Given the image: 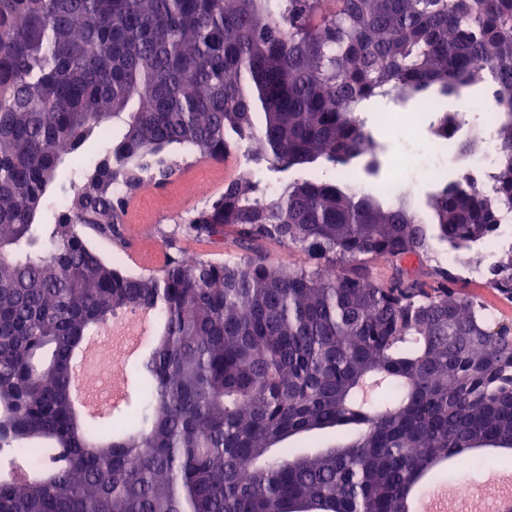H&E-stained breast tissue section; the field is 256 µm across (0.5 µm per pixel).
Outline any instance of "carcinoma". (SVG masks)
Wrapping results in <instances>:
<instances>
[{
  "label": "carcinoma",
  "instance_id": "cac0c4a2",
  "mask_svg": "<svg viewBox=\"0 0 512 512\" xmlns=\"http://www.w3.org/2000/svg\"><path fill=\"white\" fill-rule=\"evenodd\" d=\"M495 86L485 196L459 181L388 203L366 184L259 174L224 186L132 274L87 242L178 155L281 175L379 171L361 113L445 108ZM120 136L112 135L114 128ZM107 145L86 165L90 141ZM68 145V152L58 144ZM68 196L45 219L52 191ZM512 210V0H0V512H405L439 460L490 475L512 450V324L459 278L406 262L467 255ZM243 255L184 260L178 237ZM306 264H271L263 242ZM385 258V277L376 262ZM488 285L512 300V254ZM121 309L159 315L134 409L82 417L74 350ZM332 430L299 453L290 439Z\"/></svg>",
  "mask_w": 512,
  "mask_h": 512
}]
</instances>
